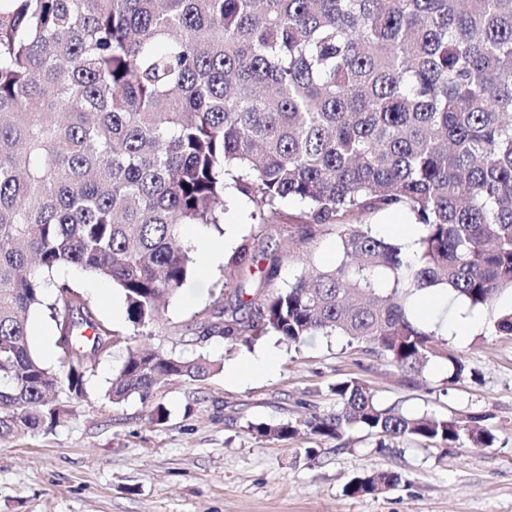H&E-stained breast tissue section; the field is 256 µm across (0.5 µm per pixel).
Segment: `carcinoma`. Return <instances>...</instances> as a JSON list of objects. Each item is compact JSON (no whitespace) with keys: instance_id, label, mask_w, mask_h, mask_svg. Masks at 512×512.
Returning a JSON list of instances; mask_svg holds the SVG:
<instances>
[{"instance_id":"obj_1","label":"carcinoma","mask_w":512,"mask_h":512,"mask_svg":"<svg viewBox=\"0 0 512 512\" xmlns=\"http://www.w3.org/2000/svg\"><path fill=\"white\" fill-rule=\"evenodd\" d=\"M229 192L263 220L298 200L289 238L304 246L330 229L339 259L265 294L277 259L243 238L227 266L257 270V289L236 287L219 336L336 334L405 373L444 357L408 300L446 288L480 310L512 289V0H0V442L72 414L56 393L84 398L110 342L126 343L107 391L116 405L219 372L207 355L135 338L197 264L180 228L221 223ZM390 210L418 226L413 243L362 222ZM58 266L120 289L133 333L113 334L68 284L51 285L43 271ZM43 305L58 372L29 341ZM487 332L511 336L512 311ZM331 392L336 411L303 421L313 435L497 439L476 416L383 407L358 378ZM400 481L371 471L346 490Z\"/></svg>"}]
</instances>
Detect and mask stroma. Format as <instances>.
<instances>
[{"label": "stroma", "instance_id": "obj_1", "mask_svg": "<svg viewBox=\"0 0 512 512\" xmlns=\"http://www.w3.org/2000/svg\"><path fill=\"white\" fill-rule=\"evenodd\" d=\"M224 221L233 227L225 253L242 237L254 238L279 257L280 287L303 263L321 267L336 258V236L329 231L296 260L287 232L260 223L241 199L227 204ZM53 277L78 292L116 334H130L120 290L75 268ZM247 279L244 273L226 276L220 264H198L162 320L136 339L184 357L210 355L221 360L223 372L200 384L173 380L149 398L113 405L104 394L123 360L121 348H113L88 373L75 415L0 444V512H512V336L485 333L491 320L512 309L511 292L479 311L470 336L440 335L448 353L467 366L451 383L445 361L404 375L343 336L292 346L272 335L249 343L199 340L200 324L223 322L237 284ZM262 352L277 358L272 373L248 366ZM233 366L239 379L227 374ZM349 378L372 387L382 406L409 414L483 416L497 440L489 448L410 440L383 447L364 431L343 444L307 432L286 439L251 432L254 424L335 411L330 388ZM159 406L168 417L155 424ZM310 448L315 456H307ZM365 470L396 472L402 480L377 494L348 495L347 483Z\"/></svg>", "mask_w": 512, "mask_h": 512}]
</instances>
